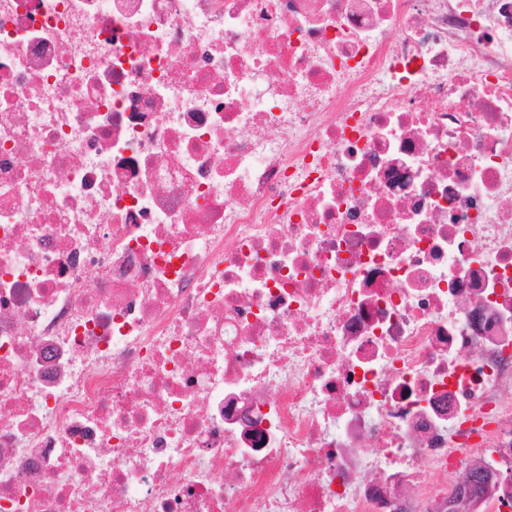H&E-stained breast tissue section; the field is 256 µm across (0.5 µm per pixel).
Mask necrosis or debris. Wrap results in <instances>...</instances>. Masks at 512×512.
<instances>
[{
	"mask_svg": "<svg viewBox=\"0 0 512 512\" xmlns=\"http://www.w3.org/2000/svg\"><path fill=\"white\" fill-rule=\"evenodd\" d=\"M512 470V0H0V512H416Z\"/></svg>",
	"mask_w": 512,
	"mask_h": 512,
	"instance_id": "obj_1",
	"label": "necrosis or debris"
}]
</instances>
